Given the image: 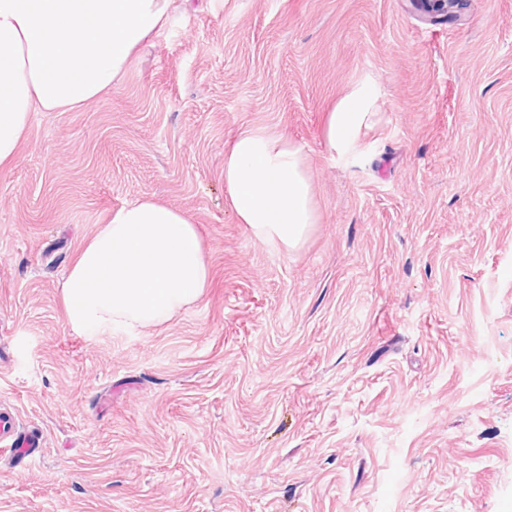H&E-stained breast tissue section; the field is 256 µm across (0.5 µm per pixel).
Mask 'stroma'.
<instances>
[{
	"label": "stroma",
	"mask_w": 512,
	"mask_h": 512,
	"mask_svg": "<svg viewBox=\"0 0 512 512\" xmlns=\"http://www.w3.org/2000/svg\"><path fill=\"white\" fill-rule=\"evenodd\" d=\"M377 119L332 154L356 87ZM262 126L320 209L239 224L224 152ZM199 224L202 296L84 336L61 282L114 209ZM0 512H512V0H175L120 86L36 112L0 171ZM449 0H412L422 17L430 22L446 21L458 16L461 0L455 1L453 7L448 6ZM4 444V446H2ZM0 445L12 451L13 448H32L34 442L28 439H19L15 433L14 417L7 409L0 411Z\"/></svg>",
	"instance_id": "obj_1"
}]
</instances>
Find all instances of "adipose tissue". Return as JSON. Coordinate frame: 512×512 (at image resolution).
I'll return each instance as SVG.
<instances>
[{
    "instance_id": "1",
    "label": "adipose tissue",
    "mask_w": 512,
    "mask_h": 512,
    "mask_svg": "<svg viewBox=\"0 0 512 512\" xmlns=\"http://www.w3.org/2000/svg\"><path fill=\"white\" fill-rule=\"evenodd\" d=\"M173 0H0V169L10 166L33 113L71 112L114 90L141 44L169 23ZM374 123L362 91L329 115L331 150L357 149ZM238 223L270 248L298 249L319 221L305 156L263 127L224 153ZM209 268L198 224L145 197L113 211L62 282L64 315L98 336L161 324L197 301Z\"/></svg>"
}]
</instances>
